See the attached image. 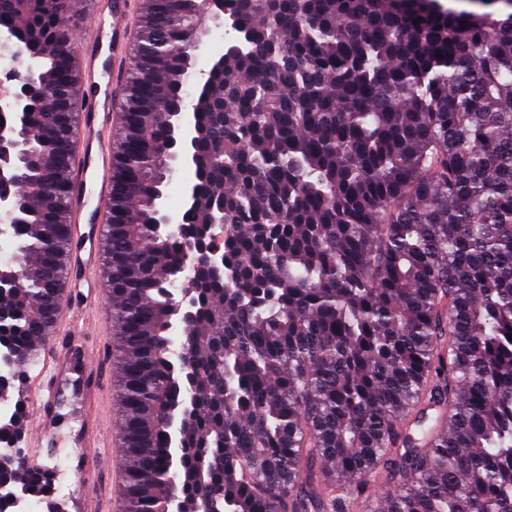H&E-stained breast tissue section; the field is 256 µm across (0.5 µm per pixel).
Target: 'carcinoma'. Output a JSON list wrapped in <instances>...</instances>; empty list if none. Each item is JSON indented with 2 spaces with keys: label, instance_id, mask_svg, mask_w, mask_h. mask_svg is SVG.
I'll list each match as a JSON object with an SVG mask.
<instances>
[{
  "label": "carcinoma",
  "instance_id": "carcinoma-1",
  "mask_svg": "<svg viewBox=\"0 0 512 512\" xmlns=\"http://www.w3.org/2000/svg\"><path fill=\"white\" fill-rule=\"evenodd\" d=\"M237 0L247 33L192 100L198 192L181 225L237 275L181 276L155 229L170 118L202 0H142L113 147L112 292L125 512H512V0ZM75 0H0L36 87L0 188V341L33 357L61 311L87 91ZM52 255L56 278L11 285ZM195 317L171 335L176 292ZM189 349L192 383L175 351ZM195 409L171 461L167 420ZM3 469L37 492L31 466ZM391 484L384 498L375 483Z\"/></svg>",
  "mask_w": 512,
  "mask_h": 512
}]
</instances>
